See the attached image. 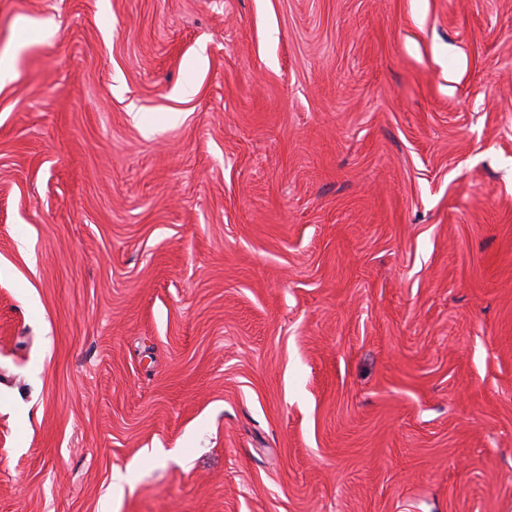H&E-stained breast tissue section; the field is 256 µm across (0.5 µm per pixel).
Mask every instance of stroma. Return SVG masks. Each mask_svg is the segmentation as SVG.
I'll use <instances>...</instances> for the list:
<instances>
[{
	"mask_svg": "<svg viewBox=\"0 0 512 512\" xmlns=\"http://www.w3.org/2000/svg\"><path fill=\"white\" fill-rule=\"evenodd\" d=\"M0 512H512V0H0Z\"/></svg>",
	"mask_w": 512,
	"mask_h": 512,
	"instance_id": "obj_1",
	"label": "stroma"
}]
</instances>
